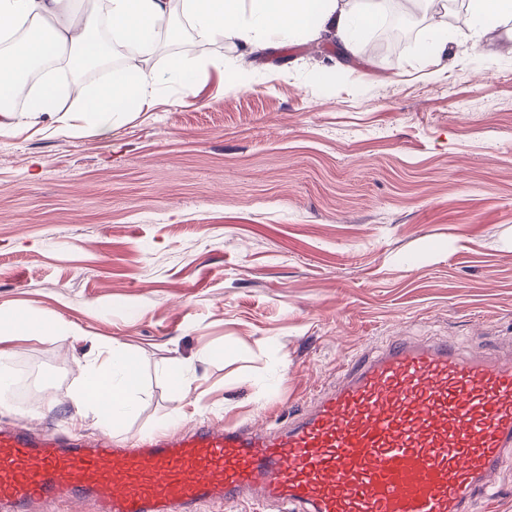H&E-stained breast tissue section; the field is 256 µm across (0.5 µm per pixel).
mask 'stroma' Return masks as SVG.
<instances>
[{"mask_svg": "<svg viewBox=\"0 0 512 512\" xmlns=\"http://www.w3.org/2000/svg\"><path fill=\"white\" fill-rule=\"evenodd\" d=\"M145 62L146 105L110 138L0 134V307L60 333L13 343L37 368L0 426L95 436L73 423L80 363L117 343L141 393L113 431L285 423L339 367L391 338L512 342V52L448 13L389 54L299 35L253 52L192 35ZM201 64L195 93L175 80ZM193 360L178 400L166 367Z\"/></svg>", "mask_w": 512, "mask_h": 512, "instance_id": "35a3bbf8", "label": "stroma"}]
</instances>
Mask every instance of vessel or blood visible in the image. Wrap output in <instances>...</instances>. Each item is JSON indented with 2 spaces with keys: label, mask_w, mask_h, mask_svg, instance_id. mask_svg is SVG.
<instances>
[{
  "label": "vessel or blood",
  "mask_w": 512,
  "mask_h": 512,
  "mask_svg": "<svg viewBox=\"0 0 512 512\" xmlns=\"http://www.w3.org/2000/svg\"><path fill=\"white\" fill-rule=\"evenodd\" d=\"M512 450V350L394 338L275 429L203 425L118 445L0 428V512L92 501L95 512H196L275 501L287 512H467Z\"/></svg>",
  "instance_id": "1"
}]
</instances>
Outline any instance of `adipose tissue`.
<instances>
[{
  "mask_svg": "<svg viewBox=\"0 0 512 512\" xmlns=\"http://www.w3.org/2000/svg\"><path fill=\"white\" fill-rule=\"evenodd\" d=\"M243 0H109V28L116 38L137 48L151 46L158 28L169 25L174 12L193 22L197 38L229 40L244 48L261 41L291 38L302 34L311 39L328 37L348 53L355 52L360 29L380 11L379 0H252L250 13H243ZM95 10L75 15L71 0H0V34L13 33L24 22L49 27L51 39L30 35L13 41L0 54V131L19 124L10 103L22 97L28 101L31 117L54 116L58 100L69 90L46 82L39 90L28 87L26 73L41 60L67 61L68 48H78L80 56L98 54L100 46L93 34L101 22ZM136 73L137 83L128 86L127 73ZM152 87V75L142 70L139 55H131L123 72L111 77L98 92L85 98L80 124H62L60 132L78 135L92 132L109 135L114 115L129 98H145ZM33 312L0 308V373L10 374L19 337L57 335ZM82 381L73 393L75 419L90 416L116 423L129 414L140 391V380L126 350L119 345L101 349L84 360Z\"/></svg>",
  "mask_w": 512,
  "mask_h": 512,
  "instance_id": "obj_1",
  "label": "adipose tissue"
}]
</instances>
